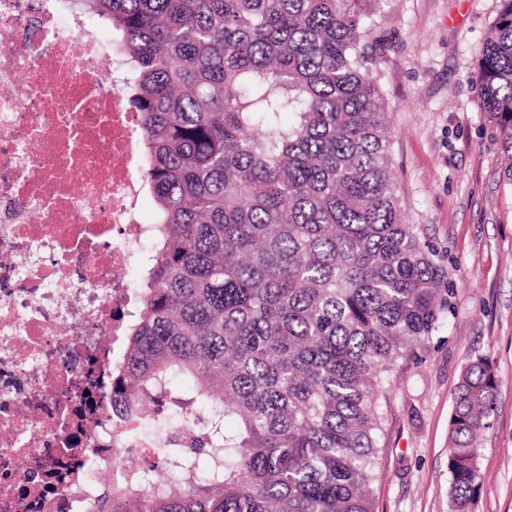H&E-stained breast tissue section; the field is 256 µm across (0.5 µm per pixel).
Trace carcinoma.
<instances>
[{
	"label": "carcinoma",
	"mask_w": 512,
	"mask_h": 512,
	"mask_svg": "<svg viewBox=\"0 0 512 512\" xmlns=\"http://www.w3.org/2000/svg\"><path fill=\"white\" fill-rule=\"evenodd\" d=\"M377 2L82 0L126 56L156 204L113 397L134 439L173 404L186 448L164 477L129 466L93 512H375L382 401L452 294L392 176ZM477 65L512 181V0ZM499 386L468 358L450 512H473Z\"/></svg>",
	"instance_id": "1"
}]
</instances>
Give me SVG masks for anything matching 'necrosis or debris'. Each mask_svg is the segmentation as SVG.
Segmentation results:
<instances>
[{"mask_svg": "<svg viewBox=\"0 0 512 512\" xmlns=\"http://www.w3.org/2000/svg\"><path fill=\"white\" fill-rule=\"evenodd\" d=\"M91 25L0 0V512H89L100 473L157 459L111 400L153 227L125 58Z\"/></svg>", "mask_w": 512, "mask_h": 512, "instance_id": "necrosis-or-debris-1", "label": "necrosis or debris"}]
</instances>
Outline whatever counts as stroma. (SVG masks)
<instances>
[{"label":"stroma","instance_id":"obj_1","mask_svg":"<svg viewBox=\"0 0 512 512\" xmlns=\"http://www.w3.org/2000/svg\"><path fill=\"white\" fill-rule=\"evenodd\" d=\"M499 0H386L370 74L390 116L392 170L410 223L454 283L444 325L392 379L376 512H448V421L469 356L501 381L474 512H512V181L475 85Z\"/></svg>","mask_w":512,"mask_h":512}]
</instances>
